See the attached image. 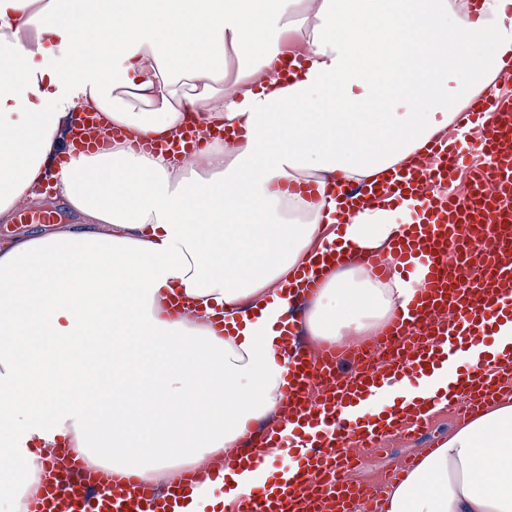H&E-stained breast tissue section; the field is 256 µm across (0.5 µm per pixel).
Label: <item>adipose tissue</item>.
I'll use <instances>...</instances> for the list:
<instances>
[{"instance_id": "adipose-tissue-1", "label": "adipose tissue", "mask_w": 512, "mask_h": 512, "mask_svg": "<svg viewBox=\"0 0 512 512\" xmlns=\"http://www.w3.org/2000/svg\"><path fill=\"white\" fill-rule=\"evenodd\" d=\"M298 61L278 78L285 46ZM68 52L82 80L61 91L45 61ZM246 58L229 74L227 57ZM512 57V0H0V223L45 199L55 177L77 224L0 244V460L21 512L54 451L164 484L235 447L251 424L285 420L290 355L276 326L294 273L342 257L303 312L318 343L374 335L425 284L389 282L358 260L394 262L417 202L347 208L294 192L311 180L380 181L416 161L457 112L496 92ZM145 103L133 112L127 100ZM126 136L74 149V112ZM243 128L176 160L137 144ZM182 296L181 313L168 309ZM512 356V322L469 344L470 365ZM447 363L383 385L351 420L395 404L447 405ZM293 470L242 468L198 483L176 512L224 505ZM386 512H512V399L443 439L396 484Z\"/></svg>"}]
</instances>
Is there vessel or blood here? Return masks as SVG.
<instances>
[{"label": "vessel or blood", "instance_id": "obj_1", "mask_svg": "<svg viewBox=\"0 0 512 512\" xmlns=\"http://www.w3.org/2000/svg\"><path fill=\"white\" fill-rule=\"evenodd\" d=\"M463 116L479 130L475 141L437 137L423 149L425 166L400 173L394 183L340 185L343 195L378 205L398 192L418 200L423 221L410 225L398 249L427 267L425 286L407 309L395 311L376 339L378 352L362 342L342 361L335 348L300 347L285 336L295 357L286 387L290 435L273 430L249 451L225 449L204 475L214 480L237 464L259 466L274 448L296 458L297 470L292 483L241 496L230 512H348L352 499L371 498L373 488L346 477L359 454L378 452L408 423H428L430 412L395 407L389 422L369 429L351 422L345 409L389 380L442 362L447 351L489 340L500 320H512V96L478 99ZM74 140L80 150L103 144L95 113L80 112ZM196 145L190 127L153 143L175 153ZM504 375L512 377V361L488 371L473 368L458 376L454 392L469 413L479 412ZM82 468L71 460L70 473L81 475L76 482L50 474L29 512H171L170 499L137 476L106 486L83 476Z\"/></svg>", "mask_w": 512, "mask_h": 512}]
</instances>
